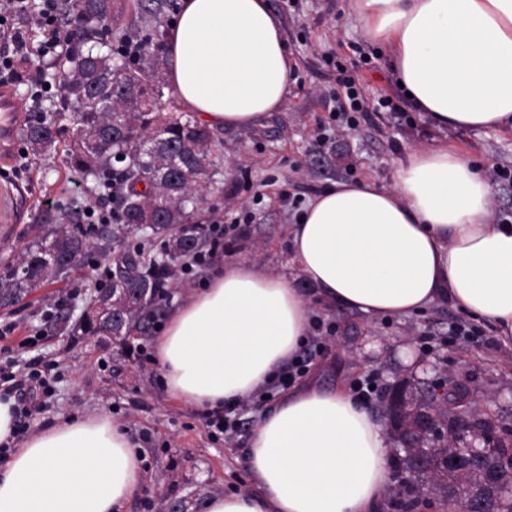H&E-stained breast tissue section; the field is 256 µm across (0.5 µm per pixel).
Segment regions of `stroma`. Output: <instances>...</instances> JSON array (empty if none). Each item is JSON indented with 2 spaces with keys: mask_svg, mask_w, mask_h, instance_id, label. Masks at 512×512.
Returning <instances> with one entry per match:
<instances>
[{
  "mask_svg": "<svg viewBox=\"0 0 512 512\" xmlns=\"http://www.w3.org/2000/svg\"><path fill=\"white\" fill-rule=\"evenodd\" d=\"M279 17L295 62L293 84L284 107L247 128L214 131L208 150L209 189L194 223L224 227V249L209 268L172 282L162 304L171 312L202 287L224 262L250 261L269 273L298 276L288 251V228L309 200L336 182L376 179L391 183L393 167L408 151L450 145L482 174L507 170L490 181L492 213L512 224V131L439 129L417 112L399 89L385 49L367 41L352 16L349 0H269ZM176 15L169 0H121L108 24L113 43L151 42L165 52V38ZM53 55L32 58L13 85L21 119L36 118L29 97L34 77L57 89ZM359 80L370 108L351 113L350 124L336 120L335 95L344 75ZM393 102L381 107V99ZM55 144L40 154L16 137L0 156V282L10 280L22 254L55 227L59 204L76 198L98 211L110 210L92 177L72 167L68 148L76 136L71 121L57 124ZM107 278L104 270L75 268L20 302L0 307V323L18 322L6 339L12 362L22 367L32 352L31 333L42 338L40 351L56 361L55 394L29 428L38 430L57 417L106 414L121 420L137 442L144 485L125 512H203L215 494L247 486L246 448L260 416L274 399L250 397L237 417L234 441L206 426L205 414L171 398L157 363L160 326L123 347L105 336H85L77 325L90 297ZM321 347L296 385L310 382L354 392L364 377L379 387L403 380L442 376L465 385L473 405L493 424L512 430V346L501 344L491 327L472 321L459 308L438 301L424 313L371 316L344 307L315 306ZM475 325L478 337L452 336L457 323Z\"/></svg>",
  "mask_w": 512,
  "mask_h": 512,
  "instance_id": "1",
  "label": "stroma"
}]
</instances>
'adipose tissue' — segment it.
<instances>
[{"label":"adipose tissue","mask_w":512,"mask_h":512,"mask_svg":"<svg viewBox=\"0 0 512 512\" xmlns=\"http://www.w3.org/2000/svg\"><path fill=\"white\" fill-rule=\"evenodd\" d=\"M367 40L437 128L512 130V0H350ZM169 79L211 128H244L288 100L294 63L268 0H181L166 38ZM294 263L319 300L377 316L445 299L512 345V225L496 223L476 167L447 147L416 148L392 183L337 182L289 230ZM294 279L232 261L169 314L156 339L168 395L203 412L265 386L312 325ZM0 401V512H124L144 473L126 426L60 417L17 437ZM249 488L211 496L206 512H377L391 450L348 392H289L253 429Z\"/></svg>","instance_id":"1"}]
</instances>
